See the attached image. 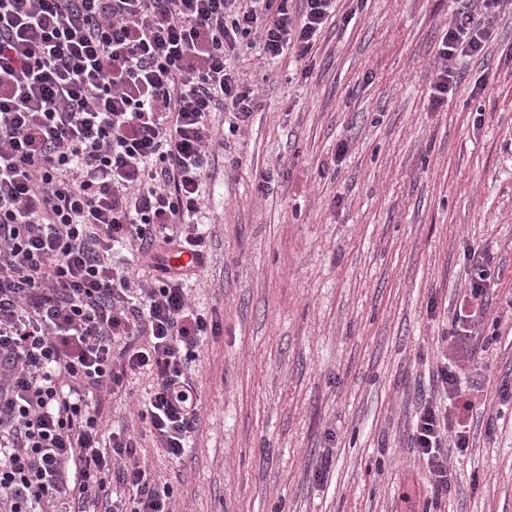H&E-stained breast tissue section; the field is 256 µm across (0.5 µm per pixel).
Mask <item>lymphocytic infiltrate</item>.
I'll return each instance as SVG.
<instances>
[{
    "label": "lymphocytic infiltrate",
    "mask_w": 512,
    "mask_h": 512,
    "mask_svg": "<svg viewBox=\"0 0 512 512\" xmlns=\"http://www.w3.org/2000/svg\"><path fill=\"white\" fill-rule=\"evenodd\" d=\"M0 0V512H170L172 493L130 435L101 445L94 395L148 375L140 413L156 444L181 459L200 421L191 364L217 320L186 283L201 256L200 187L219 142L213 114L246 122L252 89L225 67L258 35L266 57L306 58L334 0ZM512 0H461L438 47L431 97L447 100L458 57L481 55L482 16ZM131 246L155 283L133 290L112 265ZM458 319L465 336L437 369L411 446L435 494L452 487L450 451L469 447L474 359L489 264L477 251ZM127 498H113L112 483Z\"/></svg>",
    "instance_id": "lymphocytic-infiltrate-1"
}]
</instances>
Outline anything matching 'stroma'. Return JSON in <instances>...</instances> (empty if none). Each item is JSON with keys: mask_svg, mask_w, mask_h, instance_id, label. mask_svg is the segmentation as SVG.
Returning <instances> with one entry per match:
<instances>
[{"mask_svg": "<svg viewBox=\"0 0 512 512\" xmlns=\"http://www.w3.org/2000/svg\"><path fill=\"white\" fill-rule=\"evenodd\" d=\"M458 6L336 0L306 58L227 53L258 108L237 128L214 117L224 150L189 283L220 324L192 364L200 423L176 462L138 417L148 376L100 402L103 437L129 429L174 512H512V13L486 18L483 54L457 59L436 107ZM470 247L491 269L462 374L481 392L473 446L437 498L412 414L474 276Z\"/></svg>", "mask_w": 512, "mask_h": 512, "instance_id": "35a3bbf8", "label": "stroma"}]
</instances>
